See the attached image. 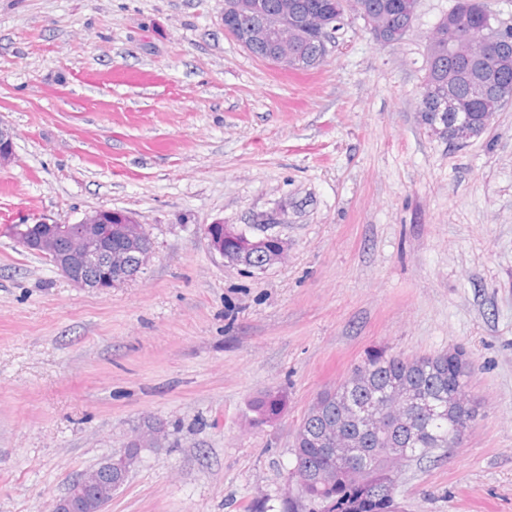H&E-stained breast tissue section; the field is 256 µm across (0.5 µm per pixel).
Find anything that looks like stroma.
I'll return each instance as SVG.
<instances>
[{
    "instance_id": "stroma-1",
    "label": "stroma",
    "mask_w": 512,
    "mask_h": 512,
    "mask_svg": "<svg viewBox=\"0 0 512 512\" xmlns=\"http://www.w3.org/2000/svg\"><path fill=\"white\" fill-rule=\"evenodd\" d=\"M417 0L394 44L346 13L285 71L225 33L224 0H0V512H50L151 423L106 512H247L299 499L296 430L374 350L464 349L481 414L403 471L405 512H512V103L458 147L425 126ZM131 212L135 279L74 285L4 226ZM285 212V260L210 249L216 223ZM288 405L254 424L252 400Z\"/></svg>"
}]
</instances>
